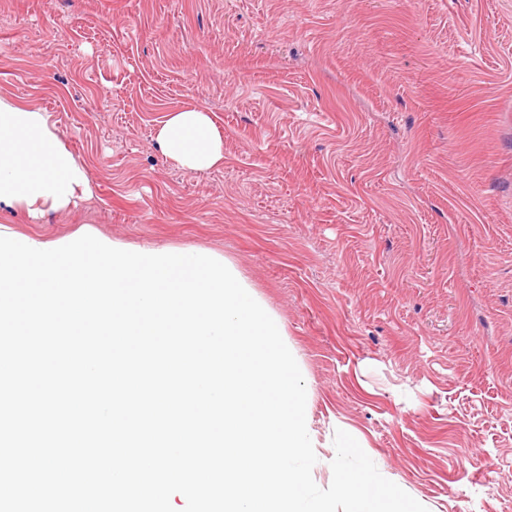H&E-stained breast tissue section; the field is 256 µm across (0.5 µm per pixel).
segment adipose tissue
Segmentation results:
<instances>
[{
    "instance_id": "obj_1",
    "label": "adipose tissue",
    "mask_w": 512,
    "mask_h": 512,
    "mask_svg": "<svg viewBox=\"0 0 512 512\" xmlns=\"http://www.w3.org/2000/svg\"><path fill=\"white\" fill-rule=\"evenodd\" d=\"M156 138L181 168L206 171L224 164V139L206 110L172 112ZM90 194L86 170L52 133L48 116L0 97V204L36 218Z\"/></svg>"
}]
</instances>
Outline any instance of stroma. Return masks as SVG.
Segmentation results:
<instances>
[{"label": "stroma", "instance_id": "stroma-1", "mask_svg": "<svg viewBox=\"0 0 512 512\" xmlns=\"http://www.w3.org/2000/svg\"><path fill=\"white\" fill-rule=\"evenodd\" d=\"M0 96L92 195L0 225L231 258L336 430L428 512H512V0H0ZM210 112L224 165L156 135Z\"/></svg>", "mask_w": 512, "mask_h": 512}]
</instances>
